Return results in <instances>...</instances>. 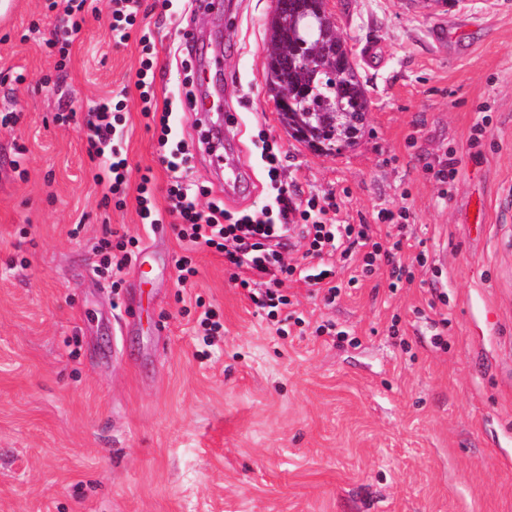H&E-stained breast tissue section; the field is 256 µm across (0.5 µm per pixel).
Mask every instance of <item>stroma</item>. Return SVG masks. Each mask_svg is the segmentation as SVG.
Instances as JSON below:
<instances>
[{"label":"stroma","mask_w":512,"mask_h":512,"mask_svg":"<svg viewBox=\"0 0 512 512\" xmlns=\"http://www.w3.org/2000/svg\"><path fill=\"white\" fill-rule=\"evenodd\" d=\"M50 2L14 0L0 18V119L19 116L0 122V512H512V0H329L370 101L333 154L291 137L268 91L272 0H232L228 14L142 0L121 45L111 0H84L64 59L45 46ZM187 29L200 61H220L239 120L235 196L187 111L197 72L174 55ZM145 36L199 203L273 205L254 145L266 133L294 201L332 197L338 223L403 236L412 282L392 285L385 266L362 275L366 250L351 246L332 258L334 302L285 280L300 327L266 317L208 248L180 282L171 222L142 224L135 200L149 169L168 208L134 87ZM123 87L118 209L86 134L96 102ZM449 160L454 179L435 181ZM385 210L406 217L385 232ZM109 230L143 252L117 287L99 272ZM204 306L220 336L198 326Z\"/></svg>","instance_id":"obj_1"}]
</instances>
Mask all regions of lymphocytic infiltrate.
Segmentation results:
<instances>
[{"label": "lymphocytic infiltrate", "instance_id": "1", "mask_svg": "<svg viewBox=\"0 0 512 512\" xmlns=\"http://www.w3.org/2000/svg\"><path fill=\"white\" fill-rule=\"evenodd\" d=\"M157 63L146 55L136 72L134 86L139 93L140 112L148 125L158 129L157 143L163 152L159 159L168 174L166 198L169 212L176 217L174 229L188 251L204 246L222 254L232 266L231 278L250 291L251 301L276 316L290 301L281 291L282 279L275 272L282 267V252L288 245V227L302 220L315 256L334 255L349 240L371 241L367 224H340L334 214L339 205L332 200L309 199L306 209H298L285 186H278L277 219H264L251 212H229L223 200L213 199L199 206L198 195L183 173L189 152L178 138L171 102H158L155 91ZM125 99L106 97L96 103L94 119L88 124L87 152L104 161L103 183L116 207L126 203L127 159L118 146L127 119Z\"/></svg>", "mask_w": 512, "mask_h": 512}]
</instances>
